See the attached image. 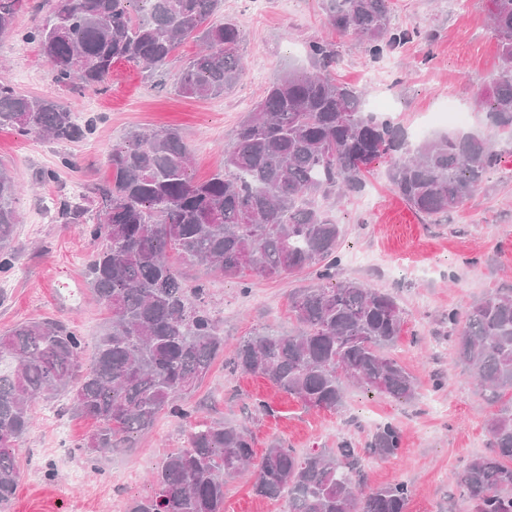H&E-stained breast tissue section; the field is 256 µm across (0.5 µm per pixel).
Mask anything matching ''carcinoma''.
<instances>
[{"label":"carcinoma","mask_w":512,"mask_h":512,"mask_svg":"<svg viewBox=\"0 0 512 512\" xmlns=\"http://www.w3.org/2000/svg\"><path fill=\"white\" fill-rule=\"evenodd\" d=\"M329 24L365 41L374 60L429 31L393 22V0H322ZM498 41L493 79L477 104L494 135L512 139V0H488ZM28 0H0V38L36 44L63 92L104 91L119 61L159 76L187 40L199 51L178 71L190 98L221 96L246 74L243 26L222 0H39L34 24L16 27ZM310 67L274 81L224 146V167L192 176L191 148L175 128L136 129L112 146L111 179L98 206L64 200L58 218L78 224L93 244L89 284L111 319L83 370L85 336L68 321L22 322L0 334V510L13 502L16 449L44 398L68 397L70 409L95 421L75 445L88 463L131 447L162 413L188 423L186 445L151 475V494L127 512H224L227 482L254 465L255 496L284 512H406L399 482L361 490L362 457L345 440L299 455L274 443L255 459L242 425L203 420L189 402L224 354L223 322L208 289L189 282L171 261L204 264L224 277H275L313 270L316 282L289 296L295 328L262 326L227 354L232 373L267 379L307 409L337 410L347 389L395 400L416 397L413 375L391 354L404 329L393 295L358 279L337 278L342 230L320 199L340 200L365 187L369 166L387 164L393 190L417 213L438 221L481 189L496 167L495 143L478 134L436 132L410 148L404 130L364 106L367 91L336 79V46L306 45ZM57 96L31 97L0 79V127L54 142L93 133ZM21 185L0 162V274L13 269ZM453 355L483 401L488 456L457 476L474 512H512V288H499L448 311ZM401 432L377 427L366 452L399 455Z\"/></svg>","instance_id":"cac0c4a2"}]
</instances>
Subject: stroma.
Here are the masks:
<instances>
[{
  "instance_id": "obj_1",
  "label": "stroma",
  "mask_w": 512,
  "mask_h": 512,
  "mask_svg": "<svg viewBox=\"0 0 512 512\" xmlns=\"http://www.w3.org/2000/svg\"><path fill=\"white\" fill-rule=\"evenodd\" d=\"M223 9L239 18L245 32L246 75L231 94L186 98L173 91L170 74L158 91L147 72L119 63L107 91L63 95L74 111L96 117L87 139L56 143L0 129V160L26 186L17 202L11 286L0 292V332L20 321L52 317L74 323L95 342L109 314L87 284L92 246L78 225L58 220L54 209L70 197L74 183L91 197L110 174L106 158L112 145L129 131L179 128L192 150L193 175L204 179L223 166L225 144L269 84L283 71L305 66L307 42L335 41L340 81L361 85L364 69L374 65L361 40L336 34L321 0H265L259 12L252 0H224ZM394 17L403 28L435 35L433 42L415 38L393 52L387 82L368 90L369 99L388 101L386 118L412 138L437 103L474 106L496 69L498 46L487 24L486 0H464L459 12L449 10L448 0H394ZM0 78L26 95L59 93L38 47L12 37L0 39ZM497 149L499 166L485 188L443 223H424L393 192L381 161L371 165L364 192L331 206L344 231L340 277L391 293L404 310L405 330L394 353L418 382L414 400L353 387L342 408L307 410L263 378L230 373L219 358L190 397L202 416L247 426L259 454L277 441L300 453L350 441L364 452V490L402 482L411 491L407 512H471L456 477L472 459L488 455L491 410L447 350L445 318L449 309L512 288V141L500 138ZM47 171L56 172V180L41 181ZM180 270L190 280L209 283L210 305L230 344L266 324L293 328L288 296L313 282L304 272L254 276L245 286L198 265ZM256 400L269 405L268 414L254 413ZM380 422L399 427L398 456L366 454ZM92 426L77 413L59 411L56 401L40 403L34 426L16 450L18 489L8 512H125L132 500L150 494L149 474L182 448L186 430L184 422L161 415L132 447L114 449L93 466L73 450ZM253 481L249 471L229 480L224 512H281L278 502L253 494Z\"/></svg>"
}]
</instances>
